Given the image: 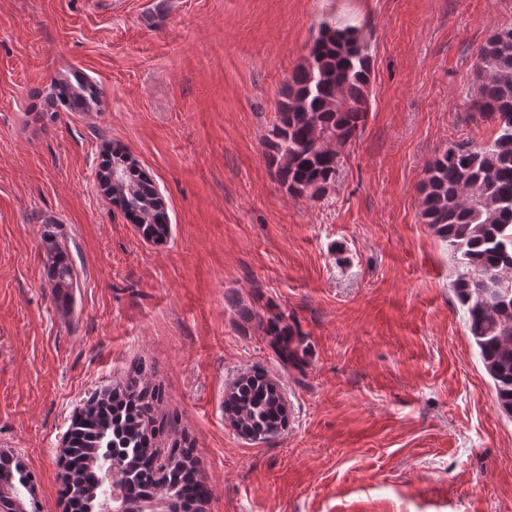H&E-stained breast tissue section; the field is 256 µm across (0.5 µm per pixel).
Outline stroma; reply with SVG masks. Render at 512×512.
<instances>
[{
  "instance_id": "stroma-1",
  "label": "stroma",
  "mask_w": 512,
  "mask_h": 512,
  "mask_svg": "<svg viewBox=\"0 0 512 512\" xmlns=\"http://www.w3.org/2000/svg\"><path fill=\"white\" fill-rule=\"evenodd\" d=\"M326 19L358 27L372 110L313 200L279 186L266 138ZM511 26L512 0H0V453L33 512H64L76 409L137 369L162 391L158 447L200 462L204 512H512V417L419 209L436 153L493 137L477 52ZM75 72L97 107L43 111ZM113 144L165 197V242L100 187ZM48 229L75 261L65 305ZM256 371L289 410L262 440L224 417Z\"/></svg>"
}]
</instances>
